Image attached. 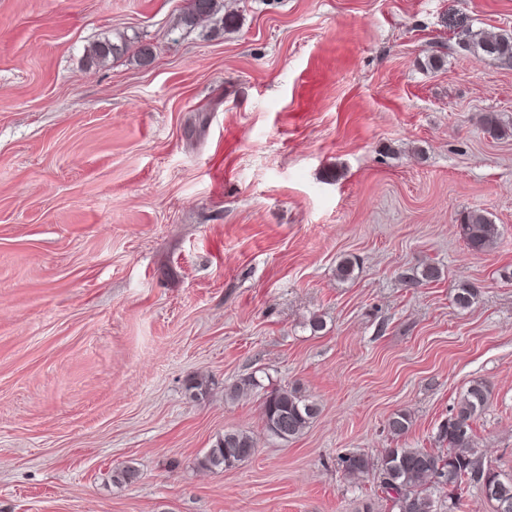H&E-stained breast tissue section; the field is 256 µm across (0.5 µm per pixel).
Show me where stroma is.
Here are the masks:
<instances>
[{"instance_id": "stroma-1", "label": "stroma", "mask_w": 512, "mask_h": 512, "mask_svg": "<svg viewBox=\"0 0 512 512\" xmlns=\"http://www.w3.org/2000/svg\"><path fill=\"white\" fill-rule=\"evenodd\" d=\"M186 7L0 0V512H396L340 456L446 453L475 380L512 475V135L482 127L512 126V64L460 43L512 34V0H234L231 32ZM274 388L318 405L301 436L267 433ZM227 430L254 456L200 468ZM460 231L467 246L476 253L491 249L499 235L498 227L493 224L482 210H470L461 218Z\"/></svg>"}]
</instances>
